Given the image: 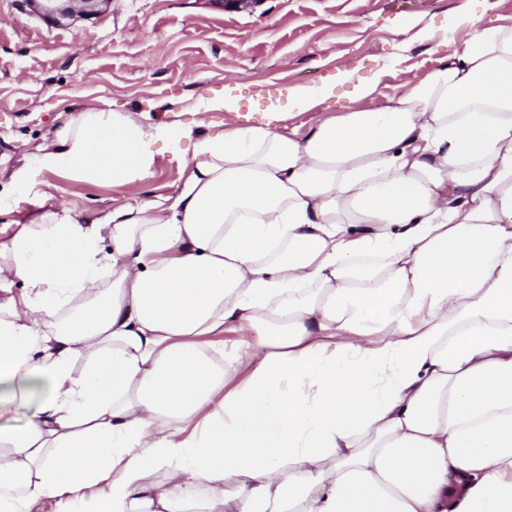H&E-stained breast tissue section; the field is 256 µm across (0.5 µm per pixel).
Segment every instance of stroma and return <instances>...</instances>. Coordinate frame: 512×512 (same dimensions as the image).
Listing matches in <instances>:
<instances>
[{
	"label": "stroma",
	"mask_w": 512,
	"mask_h": 512,
	"mask_svg": "<svg viewBox=\"0 0 512 512\" xmlns=\"http://www.w3.org/2000/svg\"><path fill=\"white\" fill-rule=\"evenodd\" d=\"M458 0H263L247 11L214 0H97L82 14L45 21L29 0H0V227L27 223L45 200L89 224L126 204L176 193L185 179L160 147L150 176L123 187L61 172L21 192L11 173L35 162L68 112L89 104L216 134L254 124L253 107L344 70L369 76L394 60L376 98L424 79L450 47L423 33L452 22ZM237 96L235 112H198V95Z\"/></svg>",
	"instance_id": "obj_1"
}]
</instances>
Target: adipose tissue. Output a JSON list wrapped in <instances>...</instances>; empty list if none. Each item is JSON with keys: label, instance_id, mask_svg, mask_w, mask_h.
Here are the masks:
<instances>
[{"label": "adipose tissue", "instance_id": "adipose-tissue-1", "mask_svg": "<svg viewBox=\"0 0 512 512\" xmlns=\"http://www.w3.org/2000/svg\"><path fill=\"white\" fill-rule=\"evenodd\" d=\"M363 108L220 134L87 105L37 169L176 194L0 243V512H512V24ZM24 291L14 295L13 280ZM237 332L231 354L211 337ZM35 409L33 400L12 401L1 396L0 402V426L8 429L21 428L32 415Z\"/></svg>", "mask_w": 512, "mask_h": 512}]
</instances>
